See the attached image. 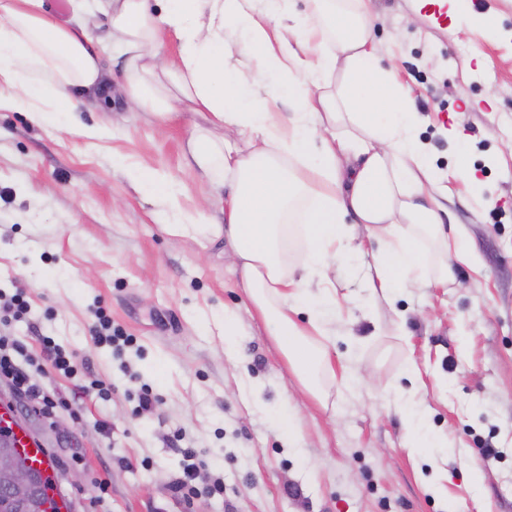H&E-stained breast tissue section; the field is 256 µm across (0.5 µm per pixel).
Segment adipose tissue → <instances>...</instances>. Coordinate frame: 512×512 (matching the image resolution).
I'll list each match as a JSON object with an SVG mask.
<instances>
[{"label":"adipose tissue","mask_w":512,"mask_h":512,"mask_svg":"<svg viewBox=\"0 0 512 512\" xmlns=\"http://www.w3.org/2000/svg\"><path fill=\"white\" fill-rule=\"evenodd\" d=\"M307 2L300 20L294 0H71L63 23L48 0H0V90L24 88L40 120L73 113L75 92L110 94L85 20L105 11L128 106L161 129L185 110L202 117L190 157L226 191L224 221L208 232L226 240L255 314L321 402L327 381L356 378L330 354L349 333L335 264L358 255L369 298L391 302L428 280L447 286L468 255L448 238L410 90L383 66L365 0L350 11ZM237 35L250 69L227 49ZM394 402L410 418L409 452H424V404L403 392Z\"/></svg>","instance_id":"ef3b65f1"}]
</instances>
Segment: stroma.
Returning <instances> with one entry per match:
<instances>
[{
	"label": "stroma",
	"instance_id": "stroma-1",
	"mask_svg": "<svg viewBox=\"0 0 512 512\" xmlns=\"http://www.w3.org/2000/svg\"><path fill=\"white\" fill-rule=\"evenodd\" d=\"M368 6L448 188V234L464 239L470 260L457 264L455 283L403 290L393 305L369 299L354 263L337 266L351 333L331 357L354 363L362 383L352 393L330 387L322 404L300 393L253 317L223 240L172 236L158 219L161 193L126 173L149 165L178 182L183 216L202 202L207 222L223 223L222 196L187 168L193 113L162 134L117 89L70 119L0 111V293L24 289L28 322L75 367L42 380L70 405L55 424L4 383L0 403L22 407L72 512H512V0H458L441 23L421 0ZM98 310L130 346L92 335ZM28 322L1 311L0 336L38 349ZM410 361L429 434L447 442V456L409 454L407 418L379 393L408 388ZM146 389L158 398L148 411L138 404ZM286 401L301 420L297 450L277 430ZM188 447L202 463L189 510L169 491ZM219 475L223 495L209 494Z\"/></svg>",
	"mask_w": 512,
	"mask_h": 512
}]
</instances>
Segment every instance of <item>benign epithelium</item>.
<instances>
[{
	"label": "benign epithelium",
	"instance_id": "benign-epithelium-1",
	"mask_svg": "<svg viewBox=\"0 0 512 512\" xmlns=\"http://www.w3.org/2000/svg\"><path fill=\"white\" fill-rule=\"evenodd\" d=\"M16 447L15 428L0 423V512H41L39 477Z\"/></svg>",
	"mask_w": 512,
	"mask_h": 512
}]
</instances>
